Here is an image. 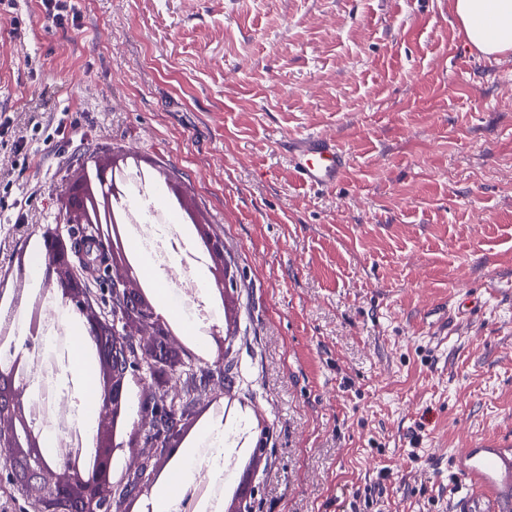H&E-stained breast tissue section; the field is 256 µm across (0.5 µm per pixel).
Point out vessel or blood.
Here are the masks:
<instances>
[{
  "mask_svg": "<svg viewBox=\"0 0 512 512\" xmlns=\"http://www.w3.org/2000/svg\"><path fill=\"white\" fill-rule=\"evenodd\" d=\"M296 176L313 187L336 185L350 158L335 138L315 132L288 143ZM458 486L452 512H512V441L492 439L452 454Z\"/></svg>",
  "mask_w": 512,
  "mask_h": 512,
  "instance_id": "b4317fda",
  "label": "vessel or blood"
}]
</instances>
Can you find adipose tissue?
I'll list each match as a JSON object with an SVG mask.
<instances>
[{
    "label": "adipose tissue",
    "instance_id": "obj_1",
    "mask_svg": "<svg viewBox=\"0 0 512 512\" xmlns=\"http://www.w3.org/2000/svg\"><path fill=\"white\" fill-rule=\"evenodd\" d=\"M451 11L467 40L495 57L512 52V0H451Z\"/></svg>",
    "mask_w": 512,
    "mask_h": 512
}]
</instances>
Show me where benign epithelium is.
<instances>
[{"mask_svg":"<svg viewBox=\"0 0 512 512\" xmlns=\"http://www.w3.org/2000/svg\"><path fill=\"white\" fill-rule=\"evenodd\" d=\"M42 239L44 287L78 318L106 366L98 398L104 427L92 446L90 468L49 463L36 439L24 440L16 426L25 415V387L0 368V417L10 422L0 429V448L9 454L0 480L24 501L18 512H133L178 452L202 397L225 392V358L233 353L234 338L204 367L183 351L172 359L168 325L136 288L128 267L116 271L109 259L89 263L57 228H46ZM202 240L209 255L224 259L223 238L208 232ZM135 387L141 389L136 401Z\"/></svg>","mask_w":512,"mask_h":512,"instance_id":"benign-epithelium-1","label":"benign epithelium"}]
</instances>
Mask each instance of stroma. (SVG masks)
<instances>
[{
	"label": "stroma",
	"mask_w": 512,
	"mask_h": 512,
	"mask_svg": "<svg viewBox=\"0 0 512 512\" xmlns=\"http://www.w3.org/2000/svg\"><path fill=\"white\" fill-rule=\"evenodd\" d=\"M72 2L0 10V279L87 160L167 170L237 277L255 512H450L453 450L512 435V56L449 0ZM309 132L333 190L290 167ZM288 160L299 180L313 187L336 185L350 164L335 138L315 132L288 141Z\"/></svg>",
	"instance_id": "1"
}]
</instances>
